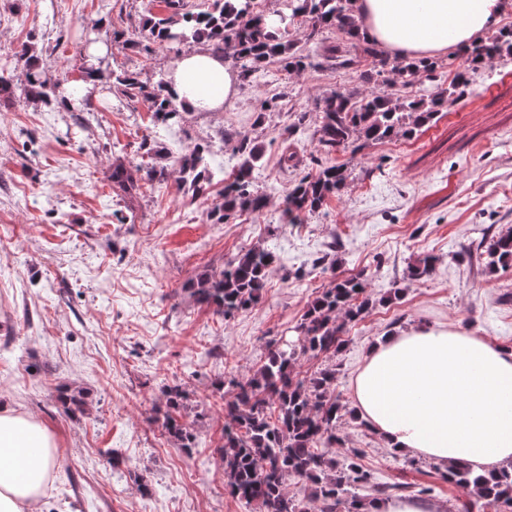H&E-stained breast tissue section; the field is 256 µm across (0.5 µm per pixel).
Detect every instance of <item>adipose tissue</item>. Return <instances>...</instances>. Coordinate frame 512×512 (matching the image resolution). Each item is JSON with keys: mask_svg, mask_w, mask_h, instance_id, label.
<instances>
[{"mask_svg": "<svg viewBox=\"0 0 512 512\" xmlns=\"http://www.w3.org/2000/svg\"><path fill=\"white\" fill-rule=\"evenodd\" d=\"M360 31L400 61L480 41L512 0H353ZM169 79L183 111L216 112L236 91L223 57L180 53ZM356 415L395 451L487 474L512 462V351L461 328H408L371 347L353 384ZM54 434L0 407V512H40Z\"/></svg>", "mask_w": 512, "mask_h": 512, "instance_id": "1", "label": "adipose tissue"}]
</instances>
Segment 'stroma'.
Returning a JSON list of instances; mask_svg holds the SVG:
<instances>
[{
    "label": "stroma",
    "instance_id": "1",
    "mask_svg": "<svg viewBox=\"0 0 512 512\" xmlns=\"http://www.w3.org/2000/svg\"><path fill=\"white\" fill-rule=\"evenodd\" d=\"M164 12L162 0H0V69L23 81L11 49L26 43L74 83L86 68L80 48L101 44L103 72L155 83L176 51L135 53L122 37ZM325 36L306 45L299 71L270 61L240 79L223 111L186 113L177 140L145 102L101 82L84 112L18 97L0 104V404L58 438L42 512H260L224 489L218 387L249 377L270 342L291 339L333 278H366L374 306L346 323L336 356H302L296 370L334 368L331 391L344 404L369 348L399 329L460 327L512 349V267L486 264L492 235L512 227V59L489 62L413 138L329 155L309 139L297 145L302 164L287 169L279 135L302 112L314 126L324 95L376 87L405 98L431 82L447 87L465 65L451 51L438 57L435 79L405 75L392 61L370 79L369 63L341 67L328 57L329 45L338 55L353 49L336 31ZM273 97L278 107L263 110ZM239 136L266 145L254 183L267 206L213 224L207 213L234 178ZM147 140L169 156L147 154ZM198 143L214 177L194 198L179 187L173 155ZM315 157L347 164L346 185L302 223H285L284 194ZM117 158L157 170L131 210L106 178ZM253 247L276 256L256 305L227 320L190 297L187 285L203 270ZM426 253L437 258L431 277L408 282L410 261ZM177 382L189 390L184 421L198 437L189 455L156 420L163 386ZM65 389L82 391L84 411H65ZM337 433L327 456L357 452L373 476L361 498L393 485L406 497L432 486L431 502L451 510L462 498L431 461L388 450L361 419L344 417Z\"/></svg>",
    "mask_w": 512,
    "mask_h": 512
}]
</instances>
